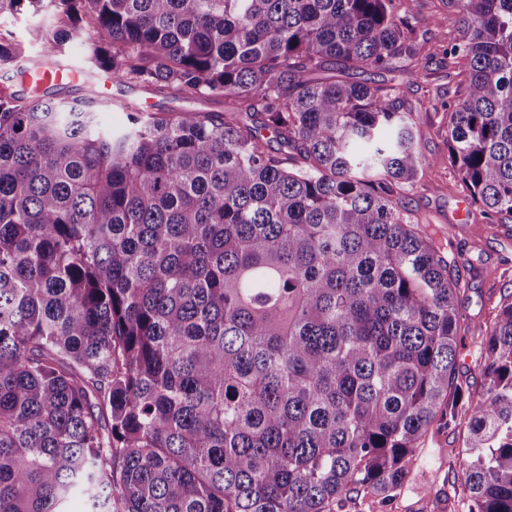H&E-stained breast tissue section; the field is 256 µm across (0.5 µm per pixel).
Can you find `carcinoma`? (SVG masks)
I'll list each match as a JSON object with an SVG mask.
<instances>
[{
	"label": "carcinoma",
	"mask_w": 512,
	"mask_h": 512,
	"mask_svg": "<svg viewBox=\"0 0 512 512\" xmlns=\"http://www.w3.org/2000/svg\"><path fill=\"white\" fill-rule=\"evenodd\" d=\"M419 0H0L52 7L24 83L83 35L115 84L222 112L101 121L0 88V512H331L394 497L462 433L467 512H512V302L479 327L405 199L433 161L386 73L426 77ZM448 162L512 221V0H448ZM361 70L360 82L321 76ZM277 147H272V143Z\"/></svg>",
	"instance_id": "carcinoma-1"
}]
</instances>
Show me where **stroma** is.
I'll list each match as a JSON object with an SVG mask.
<instances>
[{
	"label": "stroma",
	"mask_w": 512,
	"mask_h": 512,
	"mask_svg": "<svg viewBox=\"0 0 512 512\" xmlns=\"http://www.w3.org/2000/svg\"><path fill=\"white\" fill-rule=\"evenodd\" d=\"M429 68L431 76L423 81L400 73L393 76L405 110L420 115L423 121L418 149L434 162L423 185L407 197L406 204L424 225L439 231L443 247L456 258L470 281V289L460 304L459 322L460 335L469 337L501 297L512 291V222L490 232L486 216L475 207L469 209L466 219H458L462 196L457 173L448 163L446 114L424 109L437 94L457 87L458 81L437 63H430ZM130 102L174 112L209 111L217 107L216 102L196 96L172 98L135 83L116 85L112 88L110 109L102 115L103 123L121 124L125 119L124 106ZM487 268L496 270V277H485L483 271ZM457 445L458 437L451 431L427 436L418 451L412 481L392 501L382 504L373 498L354 496L339 501L333 512H463L461 488L450 455L451 448Z\"/></svg>",
	"instance_id": "1"
}]
</instances>
